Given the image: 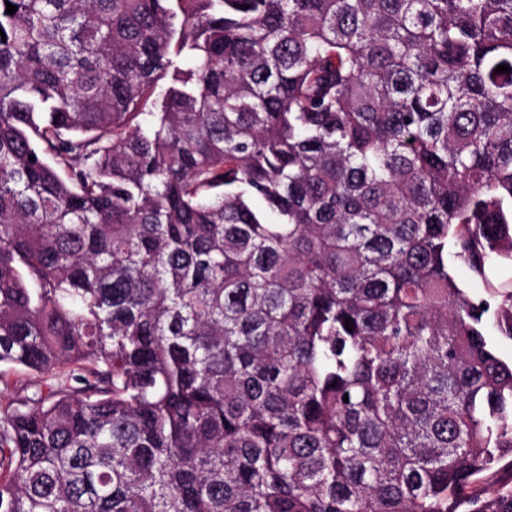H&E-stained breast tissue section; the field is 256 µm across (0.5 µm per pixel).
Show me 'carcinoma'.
<instances>
[{
	"mask_svg": "<svg viewBox=\"0 0 512 512\" xmlns=\"http://www.w3.org/2000/svg\"><path fill=\"white\" fill-rule=\"evenodd\" d=\"M0 30V512H512V0Z\"/></svg>",
	"mask_w": 512,
	"mask_h": 512,
	"instance_id": "cac0c4a2",
	"label": "carcinoma"
}]
</instances>
